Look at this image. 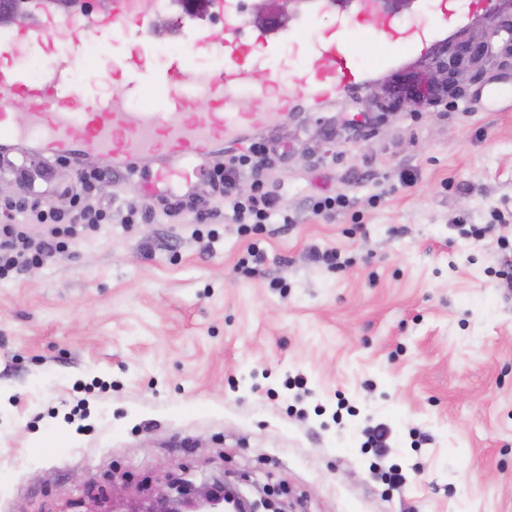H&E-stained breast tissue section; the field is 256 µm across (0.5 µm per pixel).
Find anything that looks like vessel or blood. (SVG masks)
Here are the masks:
<instances>
[{"instance_id":"1","label":"vessel or blood","mask_w":512,"mask_h":512,"mask_svg":"<svg viewBox=\"0 0 512 512\" xmlns=\"http://www.w3.org/2000/svg\"><path fill=\"white\" fill-rule=\"evenodd\" d=\"M354 4L359 23H374L365 34L370 42L423 49L433 36L422 24H396L383 0ZM208 8L224 22L222 37L176 17L168 35L184 45L186 54L149 78L143 56L155 43L156 19L169 12L170 0H107L102 10L92 8L89 0H74L66 10L55 8L54 0H23L14 20L0 27V143L30 140L63 155L104 153L130 163L152 157L161 162L155 182L182 188L196 177L200 159L217 155L225 140L271 120L294 99L330 102L350 95L362 82L354 65L355 47L340 22L312 39L304 66L292 80L278 77L271 87L256 86L255 72L268 68L280 53L279 28L248 20L243 0H209ZM83 28L114 45L136 35V44L119 61L126 74L122 97L95 95V86L108 78L103 70L90 72L79 86L66 60H55L39 80L18 66L33 47L70 43ZM255 38L265 48L258 56L252 53ZM198 56L222 59L224 65L215 72L201 71L193 64ZM241 95L250 99L249 108L236 107ZM138 101L144 109L129 111V104ZM20 102L25 111H16ZM201 102L209 107L202 122L194 115Z\"/></svg>"}]
</instances>
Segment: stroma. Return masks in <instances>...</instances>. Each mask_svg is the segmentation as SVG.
Instances as JSON below:
<instances>
[{
	"instance_id": "obj_1",
	"label": "stroma",
	"mask_w": 512,
	"mask_h": 512,
	"mask_svg": "<svg viewBox=\"0 0 512 512\" xmlns=\"http://www.w3.org/2000/svg\"><path fill=\"white\" fill-rule=\"evenodd\" d=\"M448 6L426 52L393 49L377 69L359 43L355 94L225 142L269 147L261 178L281 209L260 235L215 209L205 165L209 225L160 208L123 223L148 171L112 162L91 190L111 223L0 280V512H107L113 493L225 470L290 512H512V66L492 60L419 108L385 112L373 94L401 95L448 41L512 14V0ZM334 23L290 14L279 63L298 69ZM75 39L78 84L122 52ZM320 196L348 207L313 214ZM314 246L341 268L311 262ZM299 374L300 397L284 386ZM369 420L391 430L403 489L370 470Z\"/></svg>"
}]
</instances>
